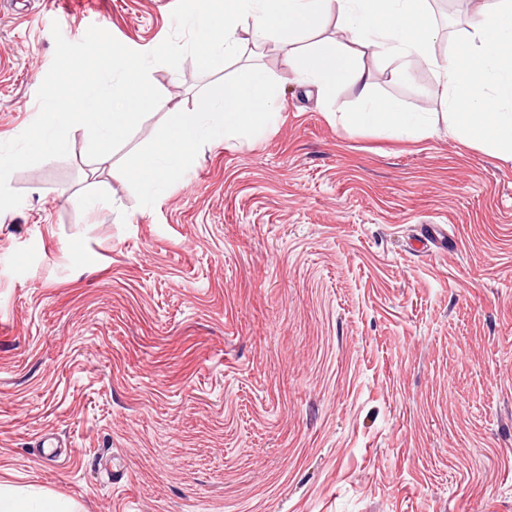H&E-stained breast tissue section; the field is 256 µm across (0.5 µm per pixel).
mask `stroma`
I'll return each instance as SVG.
<instances>
[{
	"label": "stroma",
	"mask_w": 512,
	"mask_h": 512,
	"mask_svg": "<svg viewBox=\"0 0 512 512\" xmlns=\"http://www.w3.org/2000/svg\"><path fill=\"white\" fill-rule=\"evenodd\" d=\"M161 0H0V142L39 112L52 26L96 25L137 51L172 32ZM279 118L207 144L154 207L120 149L13 172L0 213V482L78 512H512V162L439 128L349 129L285 81L281 45L253 54ZM375 96L442 106L430 69ZM154 66L191 109L209 77ZM59 444L43 459L40 435ZM121 482H113V475Z\"/></svg>",
	"instance_id": "1"
}]
</instances>
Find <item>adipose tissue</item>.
Listing matches in <instances>:
<instances>
[{"label": "adipose tissue", "mask_w": 512, "mask_h": 512, "mask_svg": "<svg viewBox=\"0 0 512 512\" xmlns=\"http://www.w3.org/2000/svg\"><path fill=\"white\" fill-rule=\"evenodd\" d=\"M325 16L335 17L338 38L315 35ZM186 23L209 58H238L244 34L257 48L279 37L291 81L315 88L325 99L341 84L357 89L360 109L343 113L341 123L407 138L432 137L443 124L454 137L480 141L493 156L512 161V0H479L466 22L467 36L442 59L433 52L439 30L430 0H224L223 15L200 10ZM218 26L223 36L212 37ZM310 32L313 42L299 46ZM356 46L395 60L397 80L414 67L432 70L442 112L407 111L376 99L369 73L354 61ZM0 512L76 507L39 489L0 483Z\"/></svg>", "instance_id": "1"}]
</instances>
